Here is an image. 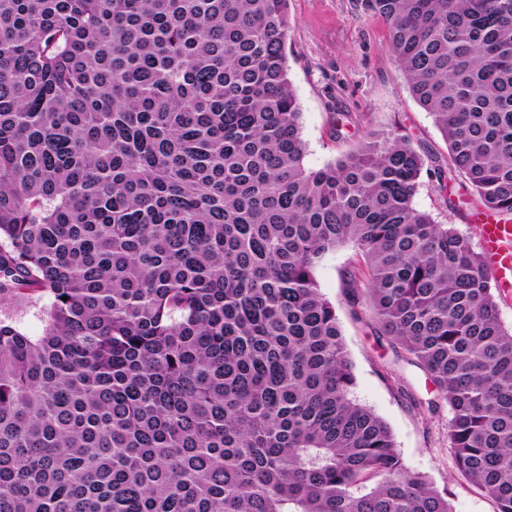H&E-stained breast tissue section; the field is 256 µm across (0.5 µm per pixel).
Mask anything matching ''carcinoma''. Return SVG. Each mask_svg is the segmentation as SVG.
<instances>
[{"label":"carcinoma","instance_id":"cac0c4a2","mask_svg":"<svg viewBox=\"0 0 512 512\" xmlns=\"http://www.w3.org/2000/svg\"><path fill=\"white\" fill-rule=\"evenodd\" d=\"M483 210L512 216V0H367ZM287 0H0V512H453L352 397L316 271L448 405L512 512V325L484 254L414 207L406 134L311 170ZM45 304V299L37 301L36 304L30 299H18L2 306L0 314L9 315L28 335L39 336L44 328L40 308Z\"/></svg>","mask_w":512,"mask_h":512}]
</instances>
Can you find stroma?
<instances>
[{
    "label": "stroma",
    "instance_id": "1",
    "mask_svg": "<svg viewBox=\"0 0 512 512\" xmlns=\"http://www.w3.org/2000/svg\"><path fill=\"white\" fill-rule=\"evenodd\" d=\"M288 65L307 143L305 165L320 168L355 152L374 133L400 129L424 157L427 172L414 197L417 209L439 223L472 233L478 205L456 182L438 187L432 168L446 165L448 147L432 116L409 92L388 49V30L366 0H288ZM358 260L349 245L329 253L317 269L322 293L336 306L356 377L353 395L389 425L407 467L428 475L448 494L453 512H494L495 505L454 477L447 409L427 416L401 394L409 383L418 397L433 398L434 385L417 368L393 364L387 337L368 319H354L343 274Z\"/></svg>",
    "mask_w": 512,
    "mask_h": 512
}]
</instances>
